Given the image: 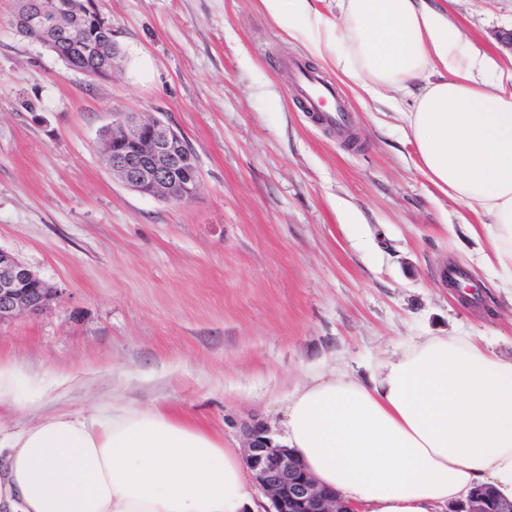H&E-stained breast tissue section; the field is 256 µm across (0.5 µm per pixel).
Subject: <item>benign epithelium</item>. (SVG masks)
<instances>
[{
  "mask_svg": "<svg viewBox=\"0 0 512 512\" xmlns=\"http://www.w3.org/2000/svg\"><path fill=\"white\" fill-rule=\"evenodd\" d=\"M28 26L38 42L62 36L77 53L94 47L104 18L88 2L49 12L31 0ZM101 145L112 174L133 190L154 198L181 202L192 197L198 177L187 167L197 164L184 136L158 117L127 116L103 131ZM55 296L39 276L15 255L0 249V323L20 313L40 314ZM245 464L271 501L273 512H344L337 495L321 487L290 451L275 443L261 423L245 429ZM490 494L479 492L451 512H492Z\"/></svg>",
  "mask_w": 512,
  "mask_h": 512,
  "instance_id": "7a95c632",
  "label": "benign epithelium"
}]
</instances>
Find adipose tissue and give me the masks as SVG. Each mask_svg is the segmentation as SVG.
<instances>
[{
    "instance_id": "adipose-tissue-1",
    "label": "adipose tissue",
    "mask_w": 512,
    "mask_h": 512,
    "mask_svg": "<svg viewBox=\"0 0 512 512\" xmlns=\"http://www.w3.org/2000/svg\"><path fill=\"white\" fill-rule=\"evenodd\" d=\"M370 101L399 113L415 169L478 207L489 266L512 296V74L461 49L428 0H259ZM280 445L350 512H448L476 489L512 504V357L470 334L418 336L358 377L323 367L283 401ZM239 449L167 414L107 399L0 434V512H264Z\"/></svg>"
}]
</instances>
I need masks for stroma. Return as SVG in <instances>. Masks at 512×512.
<instances>
[{
  "label": "stroma",
  "instance_id": "35a3bbf8",
  "mask_svg": "<svg viewBox=\"0 0 512 512\" xmlns=\"http://www.w3.org/2000/svg\"><path fill=\"white\" fill-rule=\"evenodd\" d=\"M465 48L503 68L512 0H433ZM120 49L110 77L69 69L0 0V248L58 296L0 323L21 390L0 430L117 395L223 434L279 431L281 399L325 364L362 375L410 336L471 333L512 356V300L478 263L476 214L413 167L394 113L364 104L258 0H94ZM304 59L346 105L348 141L293 88ZM123 112L180 131L195 194L166 202L100 153ZM477 289L461 300L444 277ZM78 377L64 389L57 379Z\"/></svg>",
  "mask_w": 512,
  "mask_h": 512
}]
</instances>
